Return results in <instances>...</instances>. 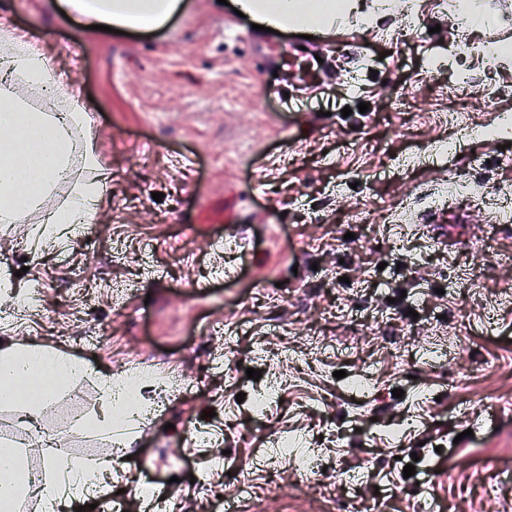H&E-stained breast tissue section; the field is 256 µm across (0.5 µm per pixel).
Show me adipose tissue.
I'll list each match as a JSON object with an SVG mask.
<instances>
[{
	"instance_id": "obj_1",
	"label": "adipose tissue",
	"mask_w": 512,
	"mask_h": 512,
	"mask_svg": "<svg viewBox=\"0 0 512 512\" xmlns=\"http://www.w3.org/2000/svg\"><path fill=\"white\" fill-rule=\"evenodd\" d=\"M66 13L78 14L83 26L106 25L114 30L152 31L165 27L181 11L183 0H57ZM234 6L258 24L278 32L305 33L327 30L336 19L368 25L385 14L382 0L374 10H364L360 0H234ZM0 50L8 55L19 82L54 87L58 111L39 112L21 100L0 93V224H19L39 208L66 180L70 167L80 164V179L70 181L63 207L49 211L39 233L60 237L68 224L92 223L99 211L106 185L102 164L92 145L76 149L75 135L87 122L88 104L56 74L53 59L43 54L23 34L11 30L0 37ZM68 180V179H67ZM85 366L46 348L11 342L0 344V401L18 406L22 417L32 418L45 403L44 397L21 396L26 384L63 380L85 374ZM23 451L0 448V512H16L30 487L25 481ZM88 464L60 460L47 453L44 468L42 512H63L67 501L88 491L99 494L112 489V469H98L94 488L84 478Z\"/></svg>"
}]
</instances>
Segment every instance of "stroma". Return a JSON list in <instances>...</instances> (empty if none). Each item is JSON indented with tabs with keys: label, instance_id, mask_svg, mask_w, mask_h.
Instances as JSON below:
<instances>
[{
	"label": "stroma",
	"instance_id": "stroma-1",
	"mask_svg": "<svg viewBox=\"0 0 512 512\" xmlns=\"http://www.w3.org/2000/svg\"><path fill=\"white\" fill-rule=\"evenodd\" d=\"M185 2L161 30L100 38L55 0H0V25L78 75L107 185L94 223L57 240L37 238L39 211L0 224V280L43 292L0 307V341L89 369L34 425L0 404V440L31 466L51 446L112 464L120 512H212L241 473L251 512H352L353 473L372 512H512V223L484 205L512 194V58L484 54L512 50V0H415L303 45ZM451 177L472 197L438 199ZM398 206L411 223H389ZM142 368L136 434L86 431L101 377ZM286 437L325 466L328 501L289 498L290 460L257 465Z\"/></svg>",
	"mask_w": 512,
	"mask_h": 512
}]
</instances>
